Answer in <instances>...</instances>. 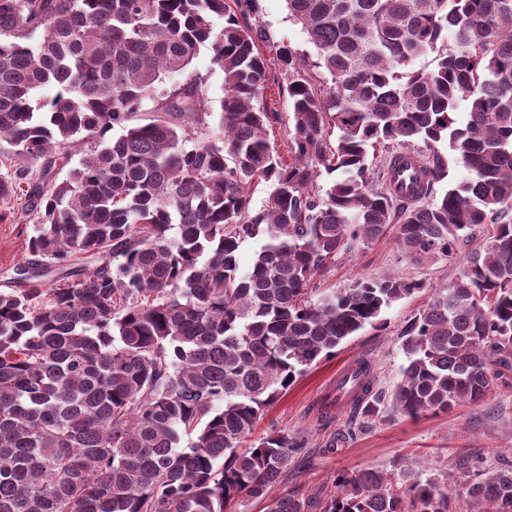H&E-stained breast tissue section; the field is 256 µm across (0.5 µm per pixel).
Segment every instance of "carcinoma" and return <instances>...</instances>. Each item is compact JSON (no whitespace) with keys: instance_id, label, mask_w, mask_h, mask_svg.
I'll use <instances>...</instances> for the list:
<instances>
[{"instance_id":"1","label":"carcinoma","mask_w":512,"mask_h":512,"mask_svg":"<svg viewBox=\"0 0 512 512\" xmlns=\"http://www.w3.org/2000/svg\"><path fill=\"white\" fill-rule=\"evenodd\" d=\"M286 2L331 80L316 89L305 58L280 54L288 164L259 106L260 33L226 0H0V143L39 166L34 181L0 176V197L25 190L36 220L31 265L0 290V512H231L265 498L302 444L277 433L240 450L260 414L424 288L361 277L309 299L336 253L391 226L414 262L485 230L403 331L393 411L446 412L512 379V0ZM205 45L224 76L217 109L191 69ZM428 52L434 67L412 69ZM43 87L55 94L34 99ZM417 141L428 153L407 174L400 155ZM450 155L469 176L440 194ZM323 172L335 178L319 190ZM261 181L271 191L253 212ZM259 236L242 273L240 245ZM374 385L361 358L338 390L373 417ZM336 485L321 512H448L433 482L399 494L367 469ZM466 493L477 512H512V469L476 473ZM314 507L294 487L267 512Z\"/></svg>"}]
</instances>
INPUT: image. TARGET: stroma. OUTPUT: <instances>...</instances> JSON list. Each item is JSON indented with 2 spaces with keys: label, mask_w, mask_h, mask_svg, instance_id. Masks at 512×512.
I'll use <instances>...</instances> for the list:
<instances>
[{
  "label": "stroma",
  "mask_w": 512,
  "mask_h": 512,
  "mask_svg": "<svg viewBox=\"0 0 512 512\" xmlns=\"http://www.w3.org/2000/svg\"><path fill=\"white\" fill-rule=\"evenodd\" d=\"M243 21L262 31L257 47L269 63L271 80L265 100L276 114L267 137L271 147L284 156L292 99L277 53L287 47L311 58L315 50L291 19L286 0H254ZM33 224L23 198L0 199V281L28 257ZM482 240V235H475L473 242L460 244L453 256L414 263L402 255L391 228L377 240L357 241L339 252L329 268L310 283L309 294L314 299L346 288L362 276L418 279L425 289L387 309L385 329L368 328L348 338L265 408L255 436L281 432L303 443L274 494L298 486L307 496L324 501L335 495L338 474L369 468L398 479L409 472L420 480L437 482L449 489V512H472L474 505L464 489L465 470L486 471L512 464V384L492 389L480 402L417 418L399 415L385 405L378 417L366 421L354 417L349 400L336 398L338 379L361 357L374 366L376 391L390 397L406 363L400 338L405 326L459 276L464 256L473 243Z\"/></svg>",
  "instance_id": "35a3bbf8"
}]
</instances>
